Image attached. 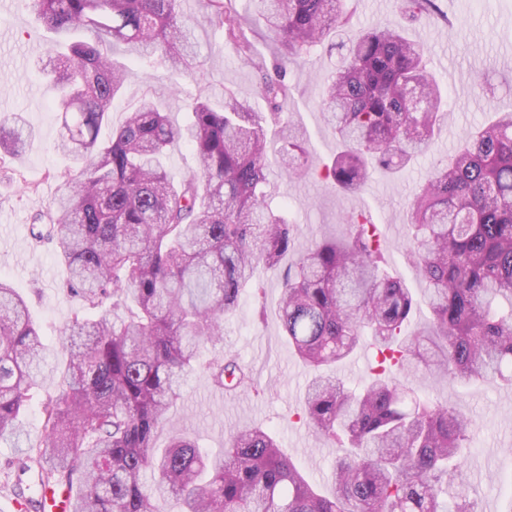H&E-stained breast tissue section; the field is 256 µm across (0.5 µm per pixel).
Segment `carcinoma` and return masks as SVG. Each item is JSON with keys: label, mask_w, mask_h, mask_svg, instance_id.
Returning a JSON list of instances; mask_svg holds the SVG:
<instances>
[{"label": "carcinoma", "mask_w": 512, "mask_h": 512, "mask_svg": "<svg viewBox=\"0 0 512 512\" xmlns=\"http://www.w3.org/2000/svg\"><path fill=\"white\" fill-rule=\"evenodd\" d=\"M256 2L278 45L272 69L259 71L268 112L226 88L222 110L198 94L190 122L179 125L144 96L104 142L101 128L129 75L112 60L116 51L194 71L179 0H35L49 32L85 34L50 49L46 61L59 148L78 178L32 227L65 262L64 287L81 300L69 327L85 340L58 392L40 403L44 444L29 449L22 469L75 488L72 512H160L170 499L181 512H444L443 485L459 468L471 420L408 400L386 370L512 384V112L473 130L408 205L409 255L431 317L407 333L416 300L382 267L374 225L350 217L347 237L325 235L298 251L293 223L272 202L306 174L307 139L283 118L287 66L306 62L326 39L345 48L319 96L342 149L319 177L355 191L374 171L398 173L429 148L446 115L444 94L403 21L433 0H397V21L356 33L345 0ZM208 6L203 22L252 58L254 30L232 0ZM269 124L280 128L278 174L267 162ZM24 126L19 113L0 115L1 161L22 152ZM175 144L197 162L178 180L162 166ZM289 257L279 317L296 356L318 371L303 417L342 450L330 496L261 426L234 431L217 455L183 432L163 448L155 442L201 345L220 343L244 292L262 290L259 268ZM365 336L380 356L377 373L350 389L332 367ZM55 370L26 301L0 279V437L17 434L35 378ZM207 371L222 389L249 386L231 354Z\"/></svg>", "instance_id": "carcinoma-1"}]
</instances>
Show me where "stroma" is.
Listing matches in <instances>:
<instances>
[{
    "mask_svg": "<svg viewBox=\"0 0 512 512\" xmlns=\"http://www.w3.org/2000/svg\"><path fill=\"white\" fill-rule=\"evenodd\" d=\"M436 3V11L408 23L407 34L424 46L448 93V119L433 144L404 172L376 175L357 193L322 185L312 171L336 153L338 143L317 107L318 84L338 58L326 47H316L308 65L289 66L286 78L288 110L310 143L305 160L310 175L288 184L286 209L295 224L298 247H309L323 234L348 235L346 218L352 213L380 220L387 227L383 266L420 300L411 317L415 326L426 324L428 309L422 302L425 285L408 257L407 206L430 169L446 162L471 129L493 113L512 111V0ZM396 6V0H346L350 24L356 29L384 26ZM194 34L199 50L194 76L181 77L175 85L158 62L133 64V74L111 112L113 121H122L147 94L182 124L190 118L187 105L192 96L206 95L219 108L228 88L266 110L254 65L225 46L214 28L196 26ZM50 38L32 0H12L9 14L0 15V113H22L30 133L23 153L0 161V278L26 299L51 359L62 365L69 348L61 336L79 301L62 286L65 266L53 244L36 241L30 231L35 215L52 206L68 187L64 161L55 149L60 123L42 70L41 54L48 51ZM282 277V269L263 270L262 291L244 295L236 313L225 321L223 348H202L201 364L184 386L169 423L158 431L156 444L165 446L173 432L185 430L202 450L218 453L233 427L259 424L275 434L280 448L328 495L334 490L336 445L317 438L298 415L312 372L289 347L280 325ZM221 350L236 355L249 369L252 389L213 386L204 364ZM407 383L423 399L468 413V453L457 479L467 486L475 512H506L512 496L500 492L499 478L512 472V387L493 380L438 379L424 372L408 377ZM55 389L51 378L38 380L30 391L34 403L20 418V439H0V512H16V488L33 496L40 492L37 475L20 472L16 463L42 443L36 400Z\"/></svg>",
    "mask_w": 512,
    "mask_h": 512,
    "instance_id": "obj_1",
    "label": "stroma"
}]
</instances>
